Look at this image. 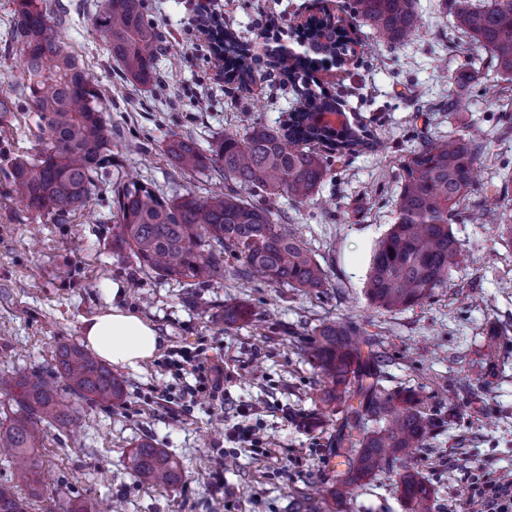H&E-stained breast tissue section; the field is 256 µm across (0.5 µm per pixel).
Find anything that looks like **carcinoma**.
<instances>
[{
    "label": "carcinoma",
    "instance_id": "1",
    "mask_svg": "<svg viewBox=\"0 0 512 512\" xmlns=\"http://www.w3.org/2000/svg\"><path fill=\"white\" fill-rule=\"evenodd\" d=\"M341 8L390 44L406 41L419 25L415 0H343ZM93 24L128 80L141 85L156 81L163 36L145 17L144 0H103ZM453 26L484 51L498 73L512 75V0L466 3L454 12ZM61 28L62 22L52 20L37 0H19L13 38L24 57L27 104L43 122L44 148L35 158H16L10 176L20 202L58 216L82 206L112 156L102 97L84 62L66 50ZM214 33L211 49L224 50V78L241 85L252 80L251 47L224 23L215 22ZM336 64V54L315 42L302 55L275 58L283 79L300 92L301 107L282 128L256 123L239 137L215 140L211 153L220 163L224 190L208 200L190 193L167 199L136 180L115 186L116 239L121 246L166 280L209 285L226 278L247 279L305 293L326 287L328 273L315 255L275 223L270 205L245 194L259 190L268 200L286 195L305 202L329 172L328 154L354 155L374 148L375 138L363 125L346 123L329 133L314 125L316 113L332 103L301 80L311 70ZM316 144L327 153L314 148ZM165 153L185 172L204 164V156L188 139H170ZM478 159L479 143L470 135L440 142L426 138L411 152L402 166L397 221L371 259L366 284L371 304L404 309L448 287L463 262L451 228L458 220L496 224L502 235L512 238V215L467 207ZM227 257L234 263L226 262ZM376 348V338L352 321L322 325L303 346L329 384L321 401L341 413L334 456L346 467L345 477L321 497L336 504V512L347 508L348 495L363 480L421 447L431 425L414 391L389 395L379 389L381 355ZM55 375L69 392L98 404L117 405L125 394L124 382L109 365L76 343L58 347L51 374L39 369L1 372L0 392L7 403L0 419V450L27 495L0 485V512H28L29 500L42 496L44 436L75 420L77 410L62 400ZM369 419L383 426L369 432ZM127 469L144 485L173 487L186 477L183 462L150 439L136 444ZM400 487L410 512H431L434 489L419 473L404 471ZM61 512H96V505L68 498Z\"/></svg>",
    "mask_w": 512,
    "mask_h": 512
}]
</instances>
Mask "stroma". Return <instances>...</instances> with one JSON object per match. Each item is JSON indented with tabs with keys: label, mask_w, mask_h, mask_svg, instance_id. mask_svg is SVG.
<instances>
[{
	"label": "stroma",
	"mask_w": 512,
	"mask_h": 512,
	"mask_svg": "<svg viewBox=\"0 0 512 512\" xmlns=\"http://www.w3.org/2000/svg\"><path fill=\"white\" fill-rule=\"evenodd\" d=\"M206 1L241 41L260 46L277 35L292 49L295 20L339 10V0ZM198 2L145 0L164 34L158 80L145 87L124 78L92 25L102 0H42L47 14L63 17L64 40L100 91L112 131L108 174L86 208L60 219L20 203L9 176L14 157L37 154L42 144L40 117L23 92L20 48L7 42L16 0H0V94L12 102L0 112V371L51 372L57 347L82 342L85 322L114 305L155 326L161 353L198 347L224 368L220 403L178 388L163 401L171 376L156 358L118 369L126 382L118 405L73 398L80 423L47 433V495L30 512H53L69 497L117 503L121 512H293L314 488L337 485L340 416L322 411L324 383L301 350L328 320L354 321L374 334L384 356L383 391L414 390L432 419L425 447L354 489L351 512H405L399 476L408 468L433 485L434 512H464L474 479L512 475V240L490 224H453L461 267L450 287L408 309L371 305L365 287L373 248L397 218L401 165L422 137L477 133L479 191L468 204L499 199L504 177L512 178V137L499 135L512 120V76L483 67L480 51L454 29L455 0H415L420 27L397 45L356 27L350 65L314 79L379 146L332 158L310 200L273 201L278 223L327 270L328 287L305 294L228 279L197 289L141 271L116 241L112 184L135 179L169 199L189 191L206 198L222 186L215 164L181 171L164 153L167 141L189 138L205 153L249 124L285 123L298 105L296 90L265 64L248 85L225 82L206 36L189 23ZM443 61L472 75L466 106L453 114L440 108L456 90L437 76ZM238 305L253 316L225 325V308ZM317 412L321 424L306 425L305 414ZM238 424L258 428L263 446L229 441ZM145 438L183 461L184 483L134 481L127 457Z\"/></svg>",
	"instance_id": "obj_1"
}]
</instances>
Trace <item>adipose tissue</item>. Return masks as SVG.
I'll return each mask as SVG.
<instances>
[{
	"label": "adipose tissue",
	"instance_id": "adipose-tissue-1",
	"mask_svg": "<svg viewBox=\"0 0 512 512\" xmlns=\"http://www.w3.org/2000/svg\"><path fill=\"white\" fill-rule=\"evenodd\" d=\"M83 334L100 359L134 370L149 361L162 343L151 324L116 305L90 321Z\"/></svg>",
	"mask_w": 512,
	"mask_h": 512
}]
</instances>
